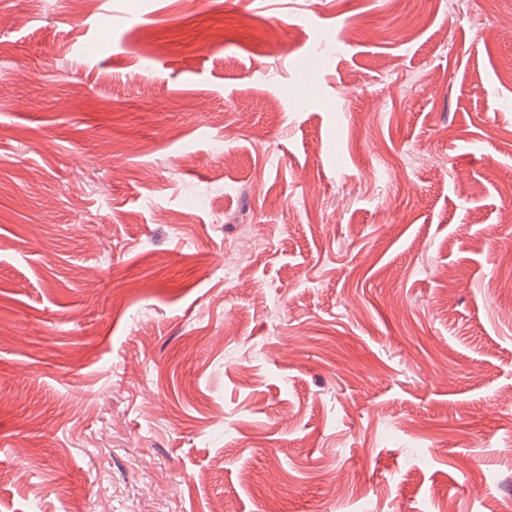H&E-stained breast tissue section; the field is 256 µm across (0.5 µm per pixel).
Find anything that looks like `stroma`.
Returning a JSON list of instances; mask_svg holds the SVG:
<instances>
[{
  "label": "stroma",
  "instance_id": "stroma-1",
  "mask_svg": "<svg viewBox=\"0 0 512 512\" xmlns=\"http://www.w3.org/2000/svg\"><path fill=\"white\" fill-rule=\"evenodd\" d=\"M511 59L512 0H0V512H512Z\"/></svg>",
  "mask_w": 512,
  "mask_h": 512
}]
</instances>
